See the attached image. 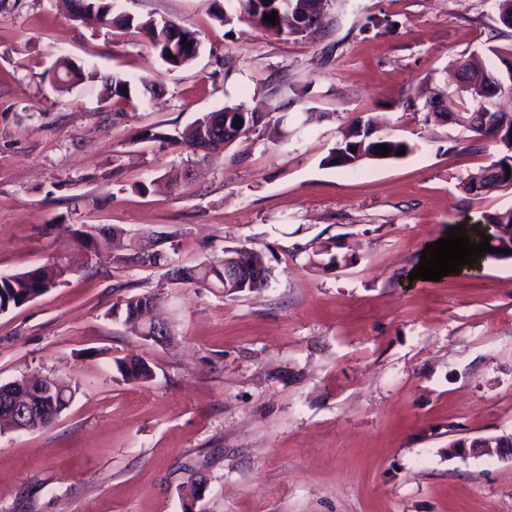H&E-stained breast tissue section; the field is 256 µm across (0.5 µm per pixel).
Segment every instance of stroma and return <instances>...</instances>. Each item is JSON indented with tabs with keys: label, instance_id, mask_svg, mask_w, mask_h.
Instances as JSON below:
<instances>
[{
	"label": "stroma",
	"instance_id": "stroma-1",
	"mask_svg": "<svg viewBox=\"0 0 512 512\" xmlns=\"http://www.w3.org/2000/svg\"><path fill=\"white\" fill-rule=\"evenodd\" d=\"M114 11L194 31L196 58L169 69L143 35L72 20L67 0L0 5V273L51 255L73 269L0 313V384L46 376L74 391L51 427L0 434V512H184L199 477L195 512H512V457L469 445L512 434V260L408 279L450 227L512 207V187L460 189L498 148L425 122L420 96L454 60L512 44L494 0H329L321 31L288 39L227 0ZM375 16L392 28L366 29ZM63 57L97 79L55 90ZM112 73L159 91L136 108L105 101ZM241 102L268 126L215 156L173 143ZM308 109L321 120L276 135L281 112ZM360 114L417 150L323 166ZM84 225L119 231L90 262ZM173 231L177 265L254 249L269 286L229 296L131 262L142 236ZM325 247L342 258L326 271ZM144 291L171 343L111 317ZM132 357L152 380L122 378L115 362Z\"/></svg>",
	"mask_w": 512,
	"mask_h": 512
}]
</instances>
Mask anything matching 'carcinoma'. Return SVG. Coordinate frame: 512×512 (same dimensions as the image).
Masks as SVG:
<instances>
[{
    "label": "carcinoma",
    "mask_w": 512,
    "mask_h": 512,
    "mask_svg": "<svg viewBox=\"0 0 512 512\" xmlns=\"http://www.w3.org/2000/svg\"><path fill=\"white\" fill-rule=\"evenodd\" d=\"M292 5L286 6L282 0H238L240 13L247 20L259 26L271 36L283 37L298 34L296 22L299 15L304 13L316 0H291ZM276 13L275 23L265 21V16ZM75 20L86 22L94 21L101 26H116L121 28H135L139 30L158 53L160 58L170 68H180L188 65L197 56L198 38L191 30L180 28V37L187 38L191 43V51L167 57L169 30L176 26L173 21L155 19H137L130 15L121 14L112 16V0H89L88 7L75 12ZM487 52L498 59L499 66L486 68L480 66L469 57H461L456 61L457 73L465 75L469 86L462 93H455L456 108L450 112L427 113L444 121H452L474 133L481 138L492 140L500 144L501 140L512 137V114H505L492 110L494 101L493 91L501 92L504 89L512 90V46L501 48L490 46ZM93 78L95 74L85 73L78 66H71L69 62L61 63L54 73V82L62 92H68L85 78ZM104 96L110 100L115 97L128 103L139 100L135 94L130 80L121 75L101 77ZM208 115L195 120L189 127L173 139L174 144L190 149L198 140L200 128L198 124L204 122ZM391 149L388 158H397V152L403 150L409 155L417 149V145L405 139H396L380 136L370 116H357L347 123L342 131V137L336 146L330 149L323 158L325 166L338 168L354 167L368 160H379V146ZM512 168V153L501 149L500 155L484 172L475 179L461 182L462 191L469 195L478 196L503 186H512V176L506 177V167ZM487 223L495 226L489 233V243L494 251L483 254V257L497 261L512 260V208H507L487 217ZM76 239L79 248L84 252H96L105 244L106 237L96 232V228L76 230ZM509 249L511 253L503 254L497 249ZM247 259L251 264V278L242 283H224V260L218 259L209 263L200 264L197 277L187 279L191 284L212 286L224 289L228 296L240 293H250L257 288L266 287L272 277V270L266 266L260 255L253 250L247 252ZM71 272L70 266L62 259L54 262H45L28 271L0 275V312H7L20 307L32 299L41 296L48 290L55 288L66 281ZM159 301L158 295L146 291L124 298L121 303L112 307V316H123L126 324L133 328L141 326V315L152 309ZM116 367L121 376L127 381L148 382L153 373L148 362L143 359L119 360ZM74 392L70 387L57 384L47 395L34 397L40 402L41 413L51 417L61 413L72 400Z\"/></svg>",
    "instance_id": "cac0c4a2"
}]
</instances>
